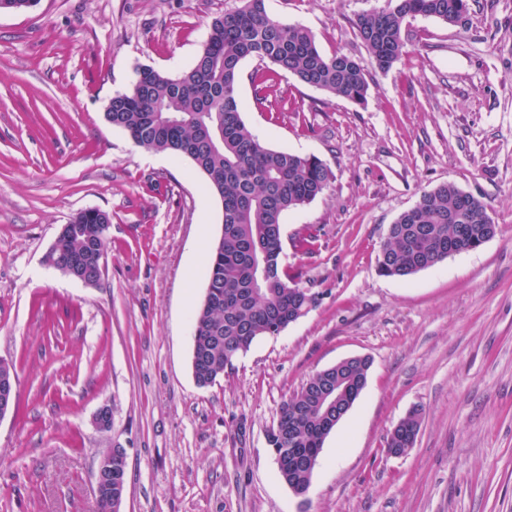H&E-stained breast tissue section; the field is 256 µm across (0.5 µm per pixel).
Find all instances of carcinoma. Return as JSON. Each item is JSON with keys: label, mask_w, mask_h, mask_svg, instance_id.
Wrapping results in <instances>:
<instances>
[{"label": "carcinoma", "mask_w": 512, "mask_h": 512, "mask_svg": "<svg viewBox=\"0 0 512 512\" xmlns=\"http://www.w3.org/2000/svg\"><path fill=\"white\" fill-rule=\"evenodd\" d=\"M470 0H385V6L359 15L355 27L372 62L386 72L401 59L407 18L434 17L464 24ZM211 35L194 65L171 77L138 66L129 88L113 95L105 120L139 147L189 159L223 206L222 230L209 255L205 296L194 317L192 372L208 387L259 336L275 335L303 309L306 289L282 266V218L329 185L331 171L314 155L266 147L245 124L238 98L241 63L268 61L274 69L256 76L258 102L267 98L281 73L301 83L361 104L368 82L353 57L319 50L299 25L271 17L266 0H242L238 9L209 23ZM74 229L49 249L56 269L98 285L94 247L102 225L80 211ZM497 233L488 205L452 182L423 192L416 204L388 228L378 271L406 277L448 258V244L470 252ZM368 360L354 359L325 375L315 374L283 401L269 445L283 454L278 475L297 496L307 492L324 442L336 427V394L352 405L365 385ZM421 413L414 410L392 430L387 448L401 455L414 446Z\"/></svg>", "instance_id": "1"}]
</instances>
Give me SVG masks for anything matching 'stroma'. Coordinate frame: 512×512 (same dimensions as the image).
I'll return each instance as SVG.
<instances>
[{
	"mask_svg": "<svg viewBox=\"0 0 512 512\" xmlns=\"http://www.w3.org/2000/svg\"><path fill=\"white\" fill-rule=\"evenodd\" d=\"M384 0H267L326 54L354 57L364 103L242 62V117L269 148L313 154L328 189L287 213L283 262L315 296L202 388L192 316L222 203L185 158L137 147L103 116L136 67L188 71L212 17L241 0H39L0 12V359L19 375L0 420V512H96L98 459L124 448L121 512H512V0H474L467 24L408 19L378 70L357 16ZM498 226L476 251L407 278L378 271L387 229L445 183ZM111 218L90 287L43 258L79 211ZM314 230L309 251L296 239ZM371 360L310 487L278 478L268 434L318 371ZM112 426L94 424L101 406ZM421 410L406 454L393 428Z\"/></svg>",
	"mask_w": 512,
	"mask_h": 512,
	"instance_id": "obj_1",
	"label": "stroma"
}]
</instances>
